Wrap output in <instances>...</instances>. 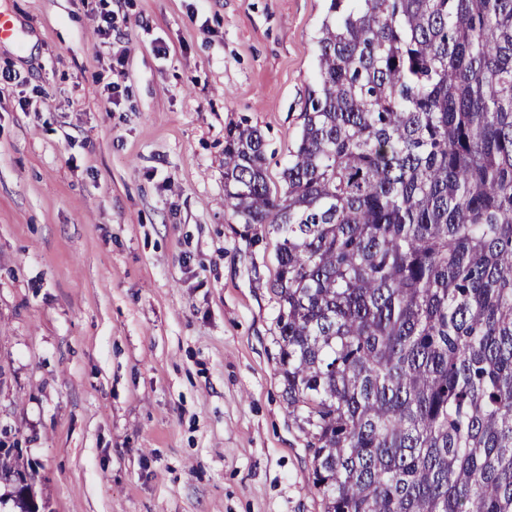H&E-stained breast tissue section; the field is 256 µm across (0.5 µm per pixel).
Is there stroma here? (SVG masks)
Wrapping results in <instances>:
<instances>
[{"label": "stroma", "mask_w": 512, "mask_h": 512, "mask_svg": "<svg viewBox=\"0 0 512 512\" xmlns=\"http://www.w3.org/2000/svg\"><path fill=\"white\" fill-rule=\"evenodd\" d=\"M327 9L0 0V430L38 512H323L224 132L281 186Z\"/></svg>", "instance_id": "stroma-1"}]
</instances>
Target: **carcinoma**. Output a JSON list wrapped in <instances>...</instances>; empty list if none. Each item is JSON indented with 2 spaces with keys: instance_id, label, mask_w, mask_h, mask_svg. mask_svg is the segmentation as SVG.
<instances>
[{
  "instance_id": "obj_1",
  "label": "carcinoma",
  "mask_w": 512,
  "mask_h": 512,
  "mask_svg": "<svg viewBox=\"0 0 512 512\" xmlns=\"http://www.w3.org/2000/svg\"><path fill=\"white\" fill-rule=\"evenodd\" d=\"M318 44L283 189L236 127L224 204L325 512H512V0H329Z\"/></svg>"
}]
</instances>
